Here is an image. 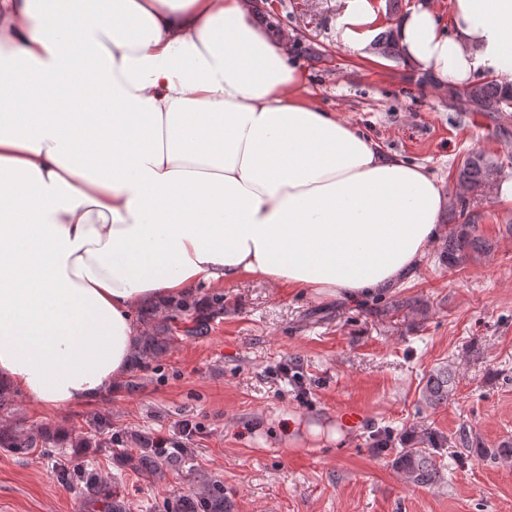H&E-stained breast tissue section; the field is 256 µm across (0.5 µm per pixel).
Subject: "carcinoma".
<instances>
[{
  "label": "carcinoma",
  "instance_id": "obj_1",
  "mask_svg": "<svg viewBox=\"0 0 512 512\" xmlns=\"http://www.w3.org/2000/svg\"><path fill=\"white\" fill-rule=\"evenodd\" d=\"M380 54L397 59L398 50L387 31L375 43ZM455 95L462 112H509L512 110V96L505 95L491 77H483L463 87L456 88ZM500 172L498 161L485 152L474 150L467 154L458 170L457 186L459 194L448 210V223L453 225L448 234L445 253L448 264H458L470 250L488 247L486 241L475 235L476 225L469 223L467 209L469 200L466 194L491 187ZM196 303L183 299L169 305L165 312L145 310L141 321L145 330L134 346L130 372L132 376L127 389L139 388V372L149 368L150 362L160 353L171 349L177 340L179 321L190 316ZM224 312V297L213 296L204 312L192 317V326L184 330L189 337H203L209 333V321ZM453 377L448 366H441L427 377L422 388V396L431 406L448 402L453 395ZM90 431L79 436L57 434L45 428L20 427L15 423L0 425V448L16 456L29 454L35 448H112L124 458L131 468L139 473L150 475L154 480L165 479L166 472L173 467H186L188 457L180 448H157L146 440H139V448L128 450L129 440L125 433L112 431V423L101 416L89 425ZM448 440L432 433L416 437L415 442L396 450L393 466L402 474L406 482L413 486H431L440 480L439 449ZM453 447L459 455L475 453L494 457L501 453H512L511 447L487 450L474 448L467 436H459ZM82 496L94 512H127L126 504L111 493L106 483L91 472L82 479ZM165 512H232V502L224 497V486L216 481H202V486L190 495H174L165 501Z\"/></svg>",
  "mask_w": 512,
  "mask_h": 512
}]
</instances>
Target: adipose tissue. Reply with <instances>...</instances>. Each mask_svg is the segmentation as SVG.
<instances>
[{
  "label": "adipose tissue",
  "instance_id": "1",
  "mask_svg": "<svg viewBox=\"0 0 512 512\" xmlns=\"http://www.w3.org/2000/svg\"><path fill=\"white\" fill-rule=\"evenodd\" d=\"M336 37L366 58L372 0ZM393 24L440 87L512 88V0ZM252 0H0V383L59 409L121 379L136 311L243 277L354 300L408 277L447 195L306 93Z\"/></svg>",
  "mask_w": 512,
  "mask_h": 512
}]
</instances>
